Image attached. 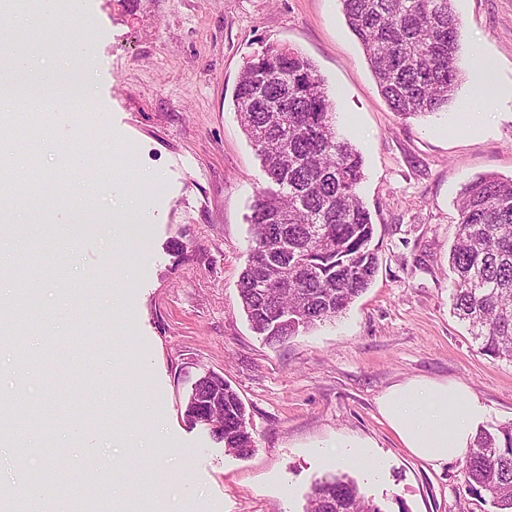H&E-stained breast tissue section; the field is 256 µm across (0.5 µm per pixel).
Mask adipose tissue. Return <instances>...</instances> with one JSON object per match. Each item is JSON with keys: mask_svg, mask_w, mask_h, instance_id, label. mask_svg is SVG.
<instances>
[{"mask_svg": "<svg viewBox=\"0 0 512 512\" xmlns=\"http://www.w3.org/2000/svg\"><path fill=\"white\" fill-rule=\"evenodd\" d=\"M9 107L17 124L34 112L57 108L51 72L42 78L0 83V107ZM379 411L405 448L417 458L440 466L458 458L473 442L474 425L483 412L478 399L455 385L411 383L395 387L378 401Z\"/></svg>", "mask_w": 512, "mask_h": 512, "instance_id": "1", "label": "adipose tissue"}]
</instances>
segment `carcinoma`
Returning a JSON list of instances; mask_svg holds the SVG:
<instances>
[{
	"label": "carcinoma",
	"mask_w": 512,
	"mask_h": 512,
	"mask_svg": "<svg viewBox=\"0 0 512 512\" xmlns=\"http://www.w3.org/2000/svg\"><path fill=\"white\" fill-rule=\"evenodd\" d=\"M340 2L393 112L418 117L448 106L461 80L452 0ZM234 105L266 179L251 204L253 245L238 298L252 330L276 346L345 313L376 276L374 224L358 193L363 158L337 132L324 78L297 50L270 46L249 59ZM449 267L453 310L480 353L512 363V178L482 175L463 187ZM184 415L228 451L254 450L245 406L229 384L200 380ZM463 478L495 512H512L511 425L477 431ZM306 512L382 509L336 474L314 483Z\"/></svg>",
	"instance_id": "cac0c4a2"
}]
</instances>
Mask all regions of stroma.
Wrapping results in <instances>:
<instances>
[{
    "label": "stroma",
    "mask_w": 512,
    "mask_h": 512,
    "mask_svg": "<svg viewBox=\"0 0 512 512\" xmlns=\"http://www.w3.org/2000/svg\"><path fill=\"white\" fill-rule=\"evenodd\" d=\"M459 66L512 83V0H454ZM34 0L0 22L21 30L39 68L76 87L80 107L18 127L0 109V155L15 196L0 217V303L27 297L28 323L0 342V396L21 412L0 454V486L80 482L87 508L126 512H304L312 485L343 472L382 512H492L462 461L434 467L403 448L379 412L391 387L456 382L484 406L480 427L512 424V363L480 353L452 312L448 254L458 200L478 176L512 177V102L477 128L457 103L391 112L340 0H65L29 23ZM91 67L70 61L74 39ZM269 45L309 57L338 133L364 158L359 194L379 268L345 314L270 347L241 310L248 216L265 178L233 94ZM36 151L20 147L23 136ZM152 186L144 210L126 201ZM215 373L246 407L254 450L225 452L184 417L193 383ZM363 448L378 467L336 463Z\"/></svg>",
    "instance_id": "obj_1"
}]
</instances>
